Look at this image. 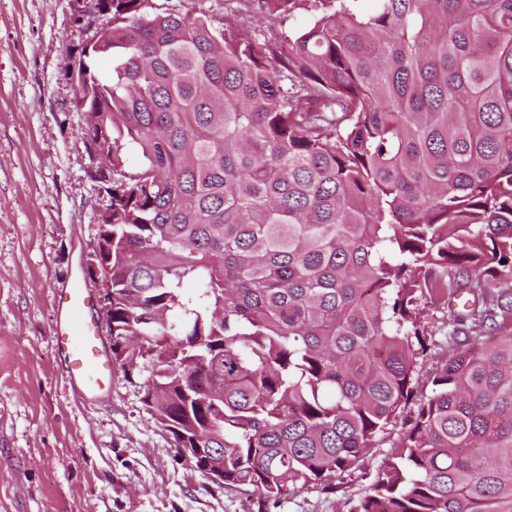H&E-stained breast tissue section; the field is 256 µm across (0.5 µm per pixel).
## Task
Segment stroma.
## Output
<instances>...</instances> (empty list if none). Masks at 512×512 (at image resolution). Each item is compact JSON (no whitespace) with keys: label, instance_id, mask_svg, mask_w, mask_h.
I'll return each mask as SVG.
<instances>
[{"label":"stroma","instance_id":"1","mask_svg":"<svg viewBox=\"0 0 512 512\" xmlns=\"http://www.w3.org/2000/svg\"><path fill=\"white\" fill-rule=\"evenodd\" d=\"M83 0H0V512H349L390 444L371 449L336 492L309 485L263 501L220 488L177 456L121 371L98 400L71 391L52 342L54 291L87 272L110 205L76 133L72 63L107 24Z\"/></svg>","mask_w":512,"mask_h":512}]
</instances>
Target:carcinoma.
Listing matches in <instances>:
<instances>
[{"label": "carcinoma", "instance_id": "1", "mask_svg": "<svg viewBox=\"0 0 512 512\" xmlns=\"http://www.w3.org/2000/svg\"><path fill=\"white\" fill-rule=\"evenodd\" d=\"M86 2L110 14L76 84L112 172V365L172 447L264 499L336 489L446 309L450 354L351 512H512V0ZM304 5L278 43L242 33ZM166 0H160L155 2L157 4H163V6H168L170 8L180 10L182 12L186 10L198 11L199 9H203L209 15L213 16L214 19H222L224 16V0H169V2H164Z\"/></svg>", "mask_w": 512, "mask_h": 512}]
</instances>
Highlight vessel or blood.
Segmentation results:
<instances>
[{"mask_svg":"<svg viewBox=\"0 0 512 512\" xmlns=\"http://www.w3.org/2000/svg\"><path fill=\"white\" fill-rule=\"evenodd\" d=\"M92 296L79 279L56 289L52 340L68 382L79 398L96 400L112 380V360L106 352L96 325L87 320Z\"/></svg>","mask_w":512,"mask_h":512,"instance_id":"obj_1","label":"vessel or blood"}]
</instances>
